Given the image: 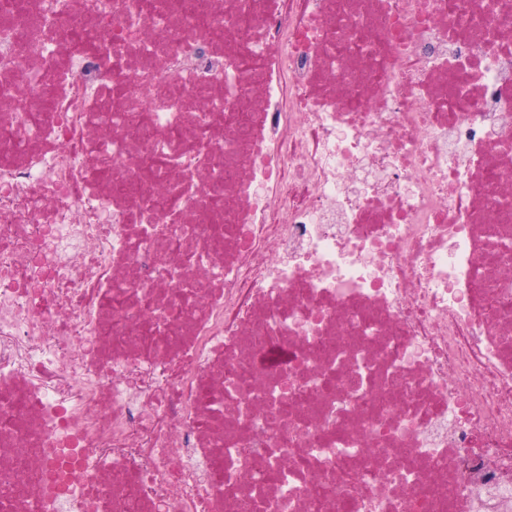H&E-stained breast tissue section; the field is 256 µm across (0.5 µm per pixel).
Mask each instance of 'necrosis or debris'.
Here are the masks:
<instances>
[{
  "label": "necrosis or debris",
  "instance_id": "necrosis-or-debris-1",
  "mask_svg": "<svg viewBox=\"0 0 512 512\" xmlns=\"http://www.w3.org/2000/svg\"><path fill=\"white\" fill-rule=\"evenodd\" d=\"M0 512H512V0H0Z\"/></svg>",
  "mask_w": 512,
  "mask_h": 512
}]
</instances>
